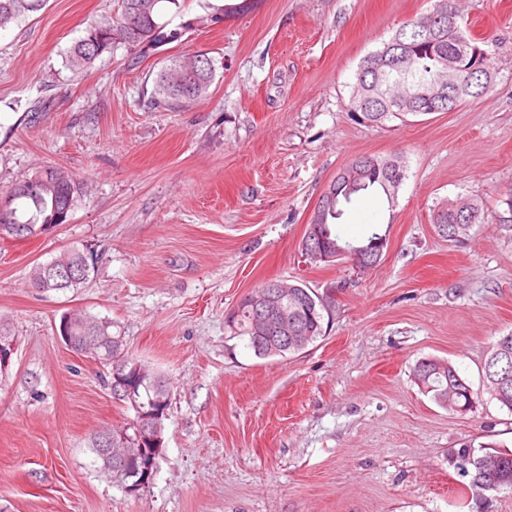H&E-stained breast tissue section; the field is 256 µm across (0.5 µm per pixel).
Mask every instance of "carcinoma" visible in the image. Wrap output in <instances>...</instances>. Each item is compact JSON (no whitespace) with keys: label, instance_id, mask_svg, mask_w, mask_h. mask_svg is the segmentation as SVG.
Returning a JSON list of instances; mask_svg holds the SVG:
<instances>
[{"label":"carcinoma","instance_id":"carcinoma-1","mask_svg":"<svg viewBox=\"0 0 512 512\" xmlns=\"http://www.w3.org/2000/svg\"><path fill=\"white\" fill-rule=\"evenodd\" d=\"M177 4V0H121L118 14L107 23L89 25L65 56V65L71 70H82L98 57L108 53L117 42L131 46L155 44L167 38L163 26L158 22L161 3ZM260 0H239L224 5V16L230 17L249 12ZM47 0H0V30L22 20L31 13L46 6ZM444 11L448 23L434 31L420 36L416 23L410 22L398 29L384 46L399 45L401 55L395 67L377 69L378 49L361 63L356 80L352 85L348 101L349 111L354 118L371 123H383L392 118L406 116L417 108V97L425 90L453 80L458 84L457 100L447 101L451 111L469 97L484 95L492 90L493 77L490 59L466 57V64L457 66L464 44L471 42L462 28L456 0H444ZM215 78L212 60L203 54L190 57L179 56L170 61L157 75L153 89L155 103L169 108L179 107L205 96ZM377 165L360 166L359 159L350 161L341 172L342 187L337 196L328 203L327 223L320 227L325 252H332L336 246L349 250L370 249L381 237L371 233L360 245L344 241L336 233L335 220L343 214L341 205L351 197L370 188L382 190L387 200L395 199L393 188L387 178L386 167L394 164L406 171L399 157H375ZM82 194L80 183L66 171L58 168L46 169L34 174V184L24 190L12 193L5 210L0 214L1 224H18L26 221L32 224H63L66 222V207H74ZM461 205L477 212L475 221H480L483 211L475 200L460 199ZM452 200L437 206L433 224L447 225L446 238L456 240L468 234L471 225L456 221ZM89 259L88 253L71 248L51 260L58 268H72ZM333 302L332 297L320 294L304 284L288 285V296L281 304L288 317V346L276 338H262L257 335L253 324V310L250 297L238 302L233 313L226 316L225 324L234 336L247 340V346L259 358L283 357L297 354L325 334V319L331 311L325 304ZM69 327L77 350L90 354L100 362L102 356L110 353L113 365L128 362L138 364L154 376L164 399L163 409L169 406V382L164 375L134 358L125 349V343L117 342L120 334L112 332V320L89 313L70 314ZM484 393L512 412V337H498L492 342L484 365ZM416 384L431 395L438 404L456 412L469 411L479 400V393L473 391L458 370L447 360L434 358L417 362L414 368ZM117 437L112 452L134 453L137 450V423L126 428L102 429L90 436V448L101 456L102 439L107 433ZM457 475L464 479L462 485L477 493L490 490H512V451H501L491 446L478 449L464 445L457 449L452 458Z\"/></svg>","mask_w":512,"mask_h":512}]
</instances>
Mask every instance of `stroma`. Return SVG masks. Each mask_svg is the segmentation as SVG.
I'll use <instances>...</instances> for the list:
<instances>
[{"instance_id":"obj_1","label":"stroma","mask_w":512,"mask_h":512,"mask_svg":"<svg viewBox=\"0 0 512 512\" xmlns=\"http://www.w3.org/2000/svg\"><path fill=\"white\" fill-rule=\"evenodd\" d=\"M433 0H260L221 19L217 0L159 15L169 38L118 44L84 71L65 54L119 0H48L0 31V193L48 167L84 186L68 223L0 232V320L17 341L0 378V512H512V492L466 493L463 444L512 451V412L482 399L452 413L416 384L437 357L482 386L492 342L512 334V0H460L496 43L494 87L451 112L381 125L347 103L362 60ZM207 54L202 99L154 106L157 73ZM360 155L407 164L394 202L344 205L347 241L385 234L371 269L312 263L315 203ZM481 200L483 223L441 238L443 199ZM95 268L75 292L36 291L32 268L70 247ZM301 281L336 300L324 337L256 357L225 314L259 285ZM112 319L130 354L170 382L154 480L130 494L90 435L130 423L107 367L68 348L62 315Z\"/></svg>"}]
</instances>
